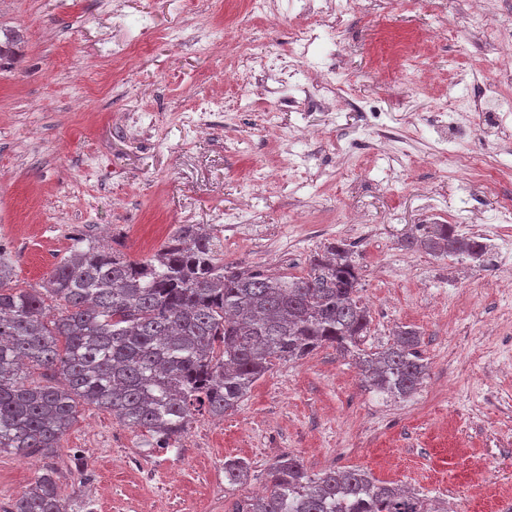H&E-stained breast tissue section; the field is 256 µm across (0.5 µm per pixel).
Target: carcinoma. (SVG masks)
<instances>
[{"label": "carcinoma", "instance_id": "carcinoma-1", "mask_svg": "<svg viewBox=\"0 0 512 512\" xmlns=\"http://www.w3.org/2000/svg\"><path fill=\"white\" fill-rule=\"evenodd\" d=\"M419 245L433 254L481 258L485 245L452 224H433ZM214 235L183 224L151 257L131 260L111 244L76 238L70 255L41 284L14 288L0 243V455L51 458L93 405L162 447L174 446L196 416L239 407L275 359L300 360L328 345L358 358L369 386L406 397L428 366L419 337L403 329L375 351L361 348L369 315L347 244H328L306 274L226 265ZM32 363L58 385L28 380ZM241 459L224 461L230 486L248 477ZM420 491L383 483L364 469L311 474L284 453L270 465L265 492L232 512H435ZM9 512H94L65 501L49 465Z\"/></svg>", "mask_w": 512, "mask_h": 512}]
</instances>
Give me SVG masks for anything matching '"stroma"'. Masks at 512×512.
<instances>
[{
  "instance_id": "stroma-1",
  "label": "stroma",
  "mask_w": 512,
  "mask_h": 512,
  "mask_svg": "<svg viewBox=\"0 0 512 512\" xmlns=\"http://www.w3.org/2000/svg\"><path fill=\"white\" fill-rule=\"evenodd\" d=\"M460 0H358L320 27L310 70L344 99L304 105V75L278 66L303 22L300 0H278L276 21L234 0H210L214 29L239 25L241 49L205 54L196 30L162 40L184 0H0V27L21 43L0 60V243L14 285L44 281L75 236L113 235L141 260L180 227H208L225 263L304 275L332 241L348 244L370 313L365 349L416 330L428 375L402 399L365 384L351 357L324 346L277 360L224 418L197 417L178 446L83 405L52 460L0 455V512L52 464L64 496L96 512H231L263 488L277 456L309 472L362 468L422 491L448 512H512V288L494 250L481 259L408 246L432 224L493 225L512 208V129L460 137L432 121L439 105L481 94L496 73L493 44L460 19ZM453 32L396 60L383 40ZM243 82H226V70ZM206 111L197 137L181 113ZM494 159L468 184L430 154L442 143ZM248 479L224 482V462Z\"/></svg>"
}]
</instances>
